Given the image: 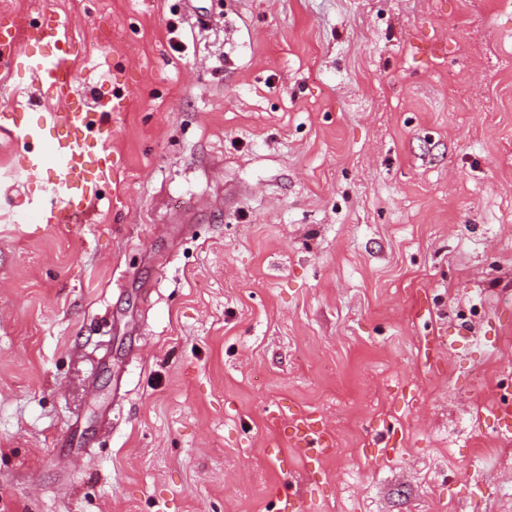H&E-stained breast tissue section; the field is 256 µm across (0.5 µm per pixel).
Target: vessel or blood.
<instances>
[{"instance_id":"1","label":"vessel or blood","mask_w":512,"mask_h":512,"mask_svg":"<svg viewBox=\"0 0 512 512\" xmlns=\"http://www.w3.org/2000/svg\"><path fill=\"white\" fill-rule=\"evenodd\" d=\"M74 41L68 25L54 10L37 9L20 28L0 27V71L24 72L28 87L41 100L57 103L37 123L16 121L9 133L24 144L16 167L27 174L49 171L40 214L61 227L79 223L110 179L111 159L105 144L111 134L109 116L120 115L122 99L90 101L76 88L72 67ZM298 453L312 469L336 451L322 424L307 416L295 425Z\"/></svg>"}]
</instances>
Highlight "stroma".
<instances>
[{"instance_id": "35a3bbf8", "label": "stroma", "mask_w": 512, "mask_h": 512, "mask_svg": "<svg viewBox=\"0 0 512 512\" xmlns=\"http://www.w3.org/2000/svg\"><path fill=\"white\" fill-rule=\"evenodd\" d=\"M52 2L126 109L69 228L0 133V512H512V5ZM295 429L296 449L307 459L313 470L319 469L322 460L336 452L331 435L323 429V425L318 420L300 416L296 419Z\"/></svg>"}]
</instances>
